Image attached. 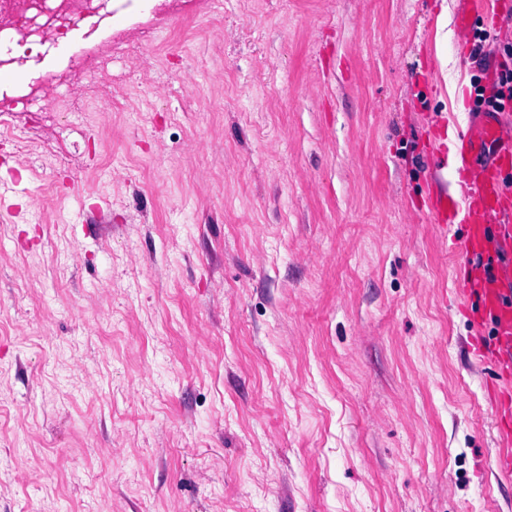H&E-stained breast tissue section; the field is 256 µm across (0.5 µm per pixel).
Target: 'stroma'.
<instances>
[{"label": "stroma", "mask_w": 512, "mask_h": 512, "mask_svg": "<svg viewBox=\"0 0 512 512\" xmlns=\"http://www.w3.org/2000/svg\"><path fill=\"white\" fill-rule=\"evenodd\" d=\"M454 2L112 0L0 70V512H512L419 209L512 44ZM0 112L1 124H7V128L10 130L8 135L16 140L17 146L22 151L28 150L29 147L34 143L33 139L27 135L30 132V128L27 127L26 124L24 127H22V129L14 125L9 126V123L5 122L7 120L2 119V117H14L17 114L35 112L31 110V103L28 100H25L23 97L8 96L3 94L0 96Z\"/></svg>", "instance_id": "35a3bbf8"}]
</instances>
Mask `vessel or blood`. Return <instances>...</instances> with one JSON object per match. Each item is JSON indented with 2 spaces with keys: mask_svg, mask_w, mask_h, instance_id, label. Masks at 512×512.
<instances>
[{
  "mask_svg": "<svg viewBox=\"0 0 512 512\" xmlns=\"http://www.w3.org/2000/svg\"><path fill=\"white\" fill-rule=\"evenodd\" d=\"M491 0H456L458 30L470 43L473 25L497 26ZM458 189H429L421 205L431 223L451 233L448 252L456 292L477 348L494 381L490 408L497 429L496 465L512 476V114L473 108L452 154Z\"/></svg>",
  "mask_w": 512,
  "mask_h": 512,
  "instance_id": "vessel-or-blood-1",
  "label": "vessel or blood"
}]
</instances>
